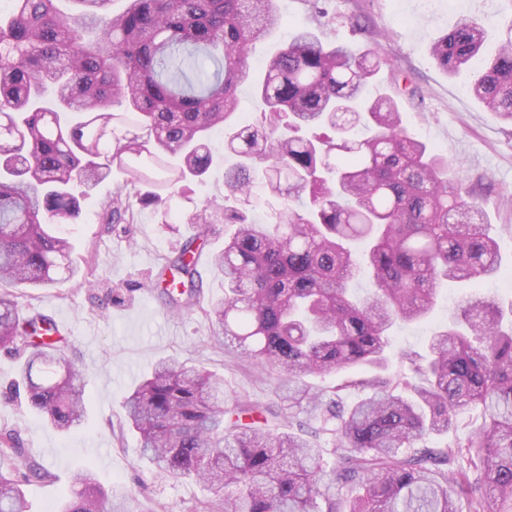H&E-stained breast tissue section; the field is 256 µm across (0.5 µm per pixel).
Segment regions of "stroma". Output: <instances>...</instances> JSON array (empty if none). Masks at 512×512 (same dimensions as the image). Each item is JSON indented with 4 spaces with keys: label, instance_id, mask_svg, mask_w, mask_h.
Returning <instances> with one entry per match:
<instances>
[{
    "label": "stroma",
    "instance_id": "35a3bbf8",
    "mask_svg": "<svg viewBox=\"0 0 512 512\" xmlns=\"http://www.w3.org/2000/svg\"><path fill=\"white\" fill-rule=\"evenodd\" d=\"M281 26L258 43L249 59L258 68L291 38L295 28H314L324 41L355 51L376 50L390 75L409 76L416 96L395 93L409 130L420 140L462 164L466 184L482 183L479 202L492 223L502 225L499 238L504 263L512 262V123L486 112L469 90L471 75L443 71L429 52L432 41L450 29L460 15L476 14L491 27L512 21V0H277ZM121 173L90 190L82 201V218L72 226L76 280L17 292L18 308L40 311L58 322L68 337V355L83 369L87 420L65 435L36 416L25 398L9 396L23 362L21 351L0 350V430L14 433L19 448L47 468L52 480L23 484L29 512H58L72 492L73 472L92 467L125 512H200L208 493L199 482L158 477L142 459L134 433L125 425L123 397L139 385L163 357L186 361L223 376L224 394L262 401L276 400L275 374L252 366L215 335L199 312L175 314L159 298L152 277L174 256L197 225L190 218L197 205L225 204L224 168L214 165L203 181L190 183L185 196L165 208L137 204L131 225L101 223L102 202L122 182ZM224 246V227L214 225L197 269L203 307L224 296V282L211 256ZM91 287H83L84 279ZM465 288L442 291L427 321L401 325L391 336L393 351H425L432 332L468 296Z\"/></svg>",
    "mask_w": 512,
    "mask_h": 512
}]
</instances>
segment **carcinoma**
Returning a JSON list of instances; mask_svg holds the SVG:
<instances>
[{
  "mask_svg": "<svg viewBox=\"0 0 512 512\" xmlns=\"http://www.w3.org/2000/svg\"><path fill=\"white\" fill-rule=\"evenodd\" d=\"M0 9V287L40 288L75 277L67 227L80 198L116 168L125 174L102 205L104 224L131 223L127 186L164 205L212 166V134L236 162L224 192L234 230L213 257L224 298L203 310L251 363L276 370V403L224 399L223 381L162 358L124 397L141 453L164 477H195L206 512H512V316L479 291L433 336L429 353H403L391 372L389 330L431 313L448 282L504 274L498 229L473 187L448 179V162L403 124L397 101L371 96L383 69L302 27L260 73L248 59L279 25L275 0H8ZM487 40L477 15L429 48L449 74ZM264 110L241 124L239 92ZM471 91L512 121V22L473 75ZM318 128L334 135H320ZM274 199L250 219L252 188ZM201 225L159 274L177 310L196 305ZM22 343L27 404L61 433L84 421L82 371L51 317L19 315L0 290V348ZM373 366L371 379L316 388L307 377ZM366 390L347 404L343 393ZM471 428L429 447L432 435ZM51 478L0 432V512H28L22 483ZM61 512H109L88 470L71 478Z\"/></svg>",
  "mask_w": 512,
  "mask_h": 512,
  "instance_id": "1",
  "label": "carcinoma"
}]
</instances>
